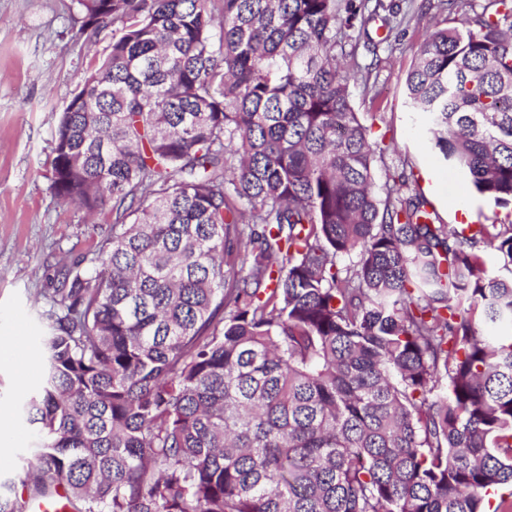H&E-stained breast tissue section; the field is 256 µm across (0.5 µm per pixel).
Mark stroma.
<instances>
[{
	"mask_svg": "<svg viewBox=\"0 0 512 512\" xmlns=\"http://www.w3.org/2000/svg\"><path fill=\"white\" fill-rule=\"evenodd\" d=\"M357 17L367 34L352 61L353 105L370 141L387 152L375 169L384 185L393 168L412 170L407 192L422 197L441 223L490 224L505 211L451 172L410 111L406 77L420 46L438 28L472 27L489 0H380ZM85 21L78 0H0V339L28 360L25 374L0 363V483L23 493L22 470L36 431L20 406L42 384L49 329L46 312L59 261L94 258L112 233V215H89L52 189L55 134L80 79L112 44L111 30L78 39Z\"/></svg>",
	"mask_w": 512,
	"mask_h": 512,
	"instance_id": "stroma-1",
	"label": "stroma"
}]
</instances>
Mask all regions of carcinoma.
Here are the masks:
<instances>
[{"mask_svg":"<svg viewBox=\"0 0 512 512\" xmlns=\"http://www.w3.org/2000/svg\"><path fill=\"white\" fill-rule=\"evenodd\" d=\"M115 26L52 187L112 204L55 272L28 497L68 512H484L512 487V212L436 224L339 54L365 0H78ZM407 75L434 147L512 204V6ZM496 255L503 276L487 269ZM349 262H343V258Z\"/></svg>","mask_w":512,"mask_h":512,"instance_id":"1","label":"carcinoma"}]
</instances>
